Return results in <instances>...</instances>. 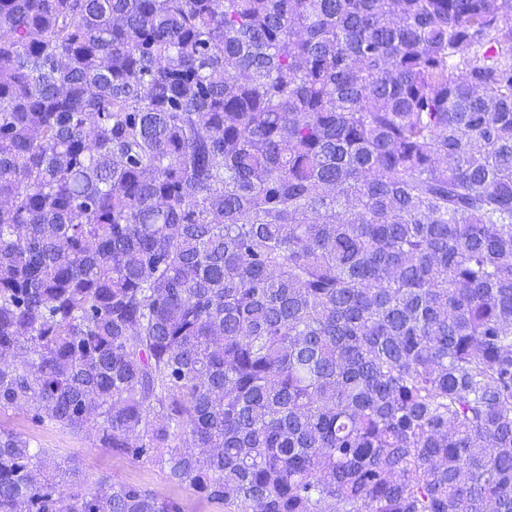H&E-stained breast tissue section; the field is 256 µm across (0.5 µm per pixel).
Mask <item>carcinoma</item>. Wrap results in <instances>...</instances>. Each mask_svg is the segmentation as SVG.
I'll return each instance as SVG.
<instances>
[{"mask_svg": "<svg viewBox=\"0 0 512 512\" xmlns=\"http://www.w3.org/2000/svg\"><path fill=\"white\" fill-rule=\"evenodd\" d=\"M224 512H512V0H0V412ZM0 512H185L0 429Z\"/></svg>", "mask_w": 512, "mask_h": 512, "instance_id": "carcinoma-1", "label": "carcinoma"}]
</instances>
